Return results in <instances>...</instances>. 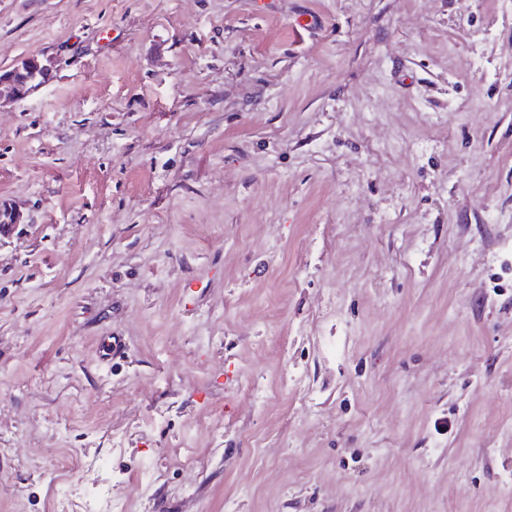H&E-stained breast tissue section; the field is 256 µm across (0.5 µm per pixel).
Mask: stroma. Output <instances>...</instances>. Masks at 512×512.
Wrapping results in <instances>:
<instances>
[{"mask_svg":"<svg viewBox=\"0 0 512 512\" xmlns=\"http://www.w3.org/2000/svg\"><path fill=\"white\" fill-rule=\"evenodd\" d=\"M31 56L0 512H512V0H0ZM71 512H125L120 500L111 495L109 490L99 491L96 498L85 499L75 504Z\"/></svg>","mask_w":512,"mask_h":512,"instance_id":"35a3bbf8","label":"stroma"}]
</instances>
